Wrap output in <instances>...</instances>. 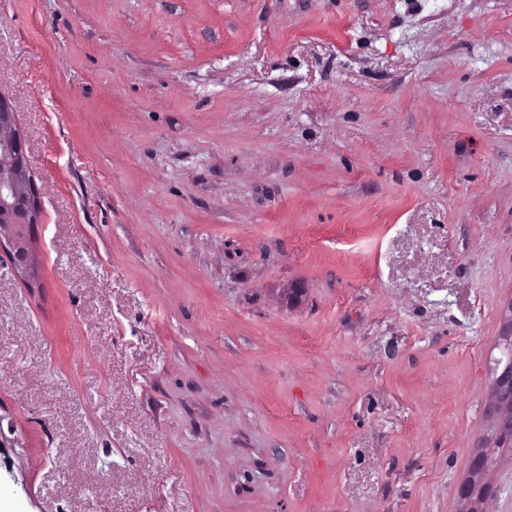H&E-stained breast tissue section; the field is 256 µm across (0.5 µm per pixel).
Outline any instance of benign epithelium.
<instances>
[{
	"label": "benign epithelium",
	"mask_w": 512,
	"mask_h": 512,
	"mask_svg": "<svg viewBox=\"0 0 512 512\" xmlns=\"http://www.w3.org/2000/svg\"><path fill=\"white\" fill-rule=\"evenodd\" d=\"M41 223V205L28 166L25 141L11 100L0 94V243L13 249L16 268L36 273L29 247V230ZM495 440L482 447L469 478L459 487V512H482L490 486L485 472L495 463V449L512 443V356L492 388L491 410Z\"/></svg>",
	"instance_id": "1"
}]
</instances>
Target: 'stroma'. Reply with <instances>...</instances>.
<instances>
[{
  "label": "stroma",
  "mask_w": 512,
  "mask_h": 512,
  "mask_svg": "<svg viewBox=\"0 0 512 512\" xmlns=\"http://www.w3.org/2000/svg\"><path fill=\"white\" fill-rule=\"evenodd\" d=\"M0 512H458L512 302V0H0ZM483 512H512V447ZM41 214L15 108L0 94V245L7 240L15 267L28 278L36 273L29 230L40 224Z\"/></svg>",
  "instance_id": "stroma-1"
}]
</instances>
